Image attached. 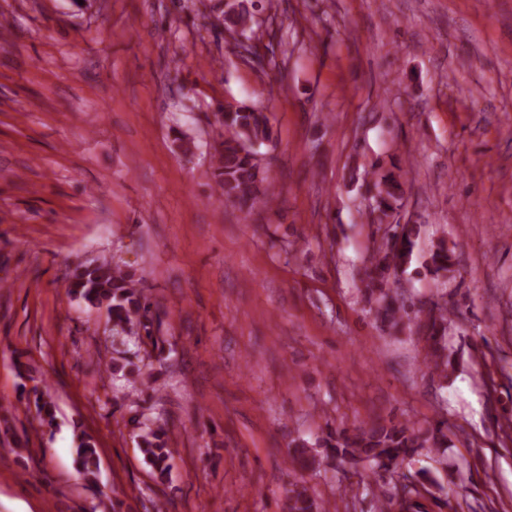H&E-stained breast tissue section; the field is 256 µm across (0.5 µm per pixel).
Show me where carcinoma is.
Returning a JSON list of instances; mask_svg holds the SVG:
<instances>
[{
	"instance_id": "obj_1",
	"label": "carcinoma",
	"mask_w": 512,
	"mask_h": 512,
	"mask_svg": "<svg viewBox=\"0 0 512 512\" xmlns=\"http://www.w3.org/2000/svg\"><path fill=\"white\" fill-rule=\"evenodd\" d=\"M253 10L241 0L226 4L225 33L235 37L242 33L247 39L257 38L253 28ZM224 140L215 155L214 176L224 198L243 208L258 197L271 203L275 193L267 178L261 173L254 145L272 138V127L267 115L253 107L242 105L221 114ZM372 212L378 213L377 221L389 227L390 239L383 243L371 262L364 294L370 303L376 304L380 322L395 329L405 323L424 331L428 349L423 363L425 367L446 379L455 371L456 358L448 351V332L454 323L448 303L432 302L427 306L411 309L387 288L389 280H398L406 272L414 255L419 253V228L415 224H392L389 218L401 197V185L392 172L373 174L369 187ZM423 267L439 284L454 276V252L446 240L433 244L425 257ZM67 293L85 301L92 308H105L112 333L140 347L149 345L163 352V340L154 334L155 308L137 284L108 262L82 265L75 269ZM112 375H122L128 388L127 396L138 397L143 389L155 382L151 371H144L126 357V352L112 358L107 364ZM32 404L41 423L53 424L55 406L49 397L33 390ZM137 447L152 473L160 479L171 471L172 452L168 448L166 424L155 417L143 415L139 433L135 435ZM449 446L448 423L438 420L435 424L415 428L389 420L370 426L336 428L323 433L317 447L326 456L342 466L356 469L367 465L372 469L394 475L408 459L425 449L436 452ZM80 474L88 482H94L100 468L96 444L89 438L81 439L78 448ZM288 463L292 471H315L321 460L307 442L295 440L288 448ZM437 484L432 473L422 469L413 476H403L400 494L378 499L375 512H426L421 502L420 489ZM287 512H328L325 504L317 502L308 488L298 482L288 488Z\"/></svg>"
}]
</instances>
